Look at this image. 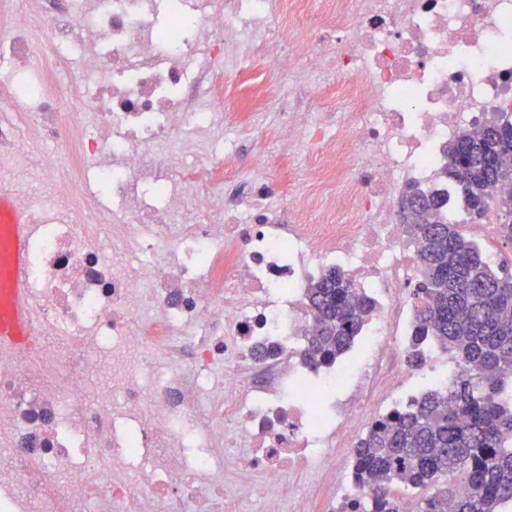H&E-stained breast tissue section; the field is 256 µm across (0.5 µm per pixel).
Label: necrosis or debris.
Masks as SVG:
<instances>
[{"label":"necrosis or debris","mask_w":512,"mask_h":512,"mask_svg":"<svg viewBox=\"0 0 512 512\" xmlns=\"http://www.w3.org/2000/svg\"><path fill=\"white\" fill-rule=\"evenodd\" d=\"M264 5L46 0L47 52L79 53L68 89L34 75L27 19L14 16L0 40L13 69L0 112L25 110L52 144L39 173L70 172L71 192L94 187L64 210L53 188L16 197L31 226L34 336L0 348V512L21 499L31 512H86L91 500L100 512H243L228 484L254 476L292 504L318 487L347 503L361 491L351 457L334 461L333 449L457 371L436 349L426 372L397 364L419 284L399 200L413 183L447 195L459 220L443 149L487 112L512 118V0H281L277 25ZM249 22L261 50L281 55L277 94L249 118L297 171L287 196L241 177L239 144L187 136L240 127L205 103ZM297 23L303 36L289 38ZM307 63L343 111L305 110ZM74 92L98 135L65 120ZM183 153L195 164L179 173ZM232 182L241 191L228 204ZM332 266L375 310L355 357L316 367L303 356L305 288ZM94 374L112 388L93 399Z\"/></svg>","instance_id":"4bbe7bcc"}]
</instances>
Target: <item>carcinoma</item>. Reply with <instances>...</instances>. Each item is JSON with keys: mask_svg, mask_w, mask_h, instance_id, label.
<instances>
[{"mask_svg": "<svg viewBox=\"0 0 512 512\" xmlns=\"http://www.w3.org/2000/svg\"><path fill=\"white\" fill-rule=\"evenodd\" d=\"M512 121L496 115L448 143L442 174L458 188L468 220L490 203L512 214ZM403 224L418 244L420 310L407 360L422 364L430 339L455 353L462 370L443 389L373 420L353 449L363 497L350 512H403L385 490L420 494V512H501L512 499V407L500 399L512 368V276L497 274L442 203L415 186L402 198ZM315 329L306 354L328 364L348 350L373 303L338 268L309 285Z\"/></svg>", "mask_w": 512, "mask_h": 512, "instance_id": "cac0c4a2", "label": "carcinoma"}]
</instances>
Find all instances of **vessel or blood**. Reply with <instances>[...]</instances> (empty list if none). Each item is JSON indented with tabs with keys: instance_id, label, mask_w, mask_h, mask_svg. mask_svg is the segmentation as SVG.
<instances>
[{
	"instance_id": "obj_1",
	"label": "vessel or blood",
	"mask_w": 512,
	"mask_h": 512,
	"mask_svg": "<svg viewBox=\"0 0 512 512\" xmlns=\"http://www.w3.org/2000/svg\"><path fill=\"white\" fill-rule=\"evenodd\" d=\"M0 211L11 216V260L8 267L0 269V278L13 285L8 306L0 310V346L20 347L28 342L33 330L31 310L22 289L27 277L30 226L17 207L13 192L2 187Z\"/></svg>"
}]
</instances>
